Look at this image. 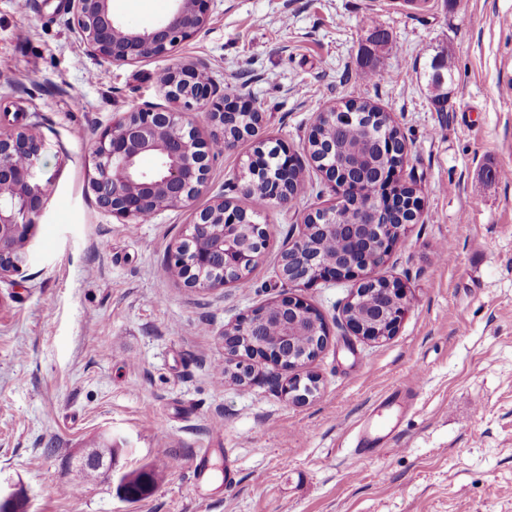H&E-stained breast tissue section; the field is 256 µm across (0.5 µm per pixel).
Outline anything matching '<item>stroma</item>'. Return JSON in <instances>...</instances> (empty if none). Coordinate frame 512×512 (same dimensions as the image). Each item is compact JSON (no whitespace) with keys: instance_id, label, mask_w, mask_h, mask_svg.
I'll use <instances>...</instances> for the list:
<instances>
[{"instance_id":"35a3bbf8","label":"stroma","mask_w":512,"mask_h":512,"mask_svg":"<svg viewBox=\"0 0 512 512\" xmlns=\"http://www.w3.org/2000/svg\"><path fill=\"white\" fill-rule=\"evenodd\" d=\"M371 24L388 43L366 81ZM439 55L453 64L443 106L427 86ZM190 63L261 116L216 156L196 204L255 215L267 245L244 283L206 293L166 272L190 209L122 224L89 185L93 140L122 113L168 107L159 76ZM358 96L399 129L395 178L421 209L368 272L406 290L380 341L345 329L356 281L279 276L304 215L339 199L303 144L319 112ZM0 124L41 136L49 182L31 261L0 280V491L20 492L23 512H512V0H211L195 37L124 64L87 53L70 0H0ZM261 141L298 160L287 204L242 188ZM283 295L330 334L302 404L262 360L248 384L225 373V326ZM414 373L412 404L392 400ZM383 399L400 439L356 457ZM106 435L127 450L120 469L155 472L147 497L78 468Z\"/></svg>"}]
</instances>
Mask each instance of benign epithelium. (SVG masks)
Wrapping results in <instances>:
<instances>
[{"label":"benign epithelium","instance_id":"7a95c632","mask_svg":"<svg viewBox=\"0 0 512 512\" xmlns=\"http://www.w3.org/2000/svg\"><path fill=\"white\" fill-rule=\"evenodd\" d=\"M209 3L172 0L164 17L149 26L133 27L114 13L112 0H73L87 52L118 63L167 55L206 26ZM160 84L177 108L156 110L147 106L126 112L112 120V125L92 143L91 189L100 206L123 224L151 221L163 210L192 206L206 186L215 145L231 147L238 140L256 135L257 124L240 119L241 114L254 109L216 97V90L198 67L172 68ZM198 112L205 113L207 121L219 129L207 140L198 130ZM355 117L356 113L346 107L333 106L318 114L314 127L350 123ZM304 151L334 183L340 202L364 194L359 184L348 179L346 169L329 161V145L322 144V139H317L315 146L305 143ZM41 152L37 133L0 129V279L19 271L29 259L26 244L46 197V186L38 177ZM147 155L156 159L149 171L141 166ZM299 174L290 156L282 159L276 148L259 146L254 158L245 164L244 190L260 194L272 204H282L291 198L294 176ZM381 177L392 182L393 191L385 196L370 194L366 204L368 223L343 226L350 243L375 233L378 255L388 253L420 214L417 198L402 194L403 185L394 180V172L386 170ZM397 208L407 210L409 219L391 224L390 214ZM335 211L333 205L306 215L299 237L282 253L280 278L294 284L359 281L343 306L346 327L362 339H387L394 335L404 314V288L386 279L368 278L372 265L366 257L343 268L322 257L315 240L321 233L336 231V225L327 223ZM266 241V232L254 217L221 199L194 212L191 224L170 254L169 264L179 270L178 280L185 287L208 292L250 271ZM299 333L315 337L317 353L328 344L329 333L322 316L304 301L284 296L224 328V348L231 356L259 357L287 372L284 379L276 377L277 385L293 402L303 403L317 390L318 378L312 375L305 379L297 373L305 357L292 361L291 343ZM81 465L95 466L110 479L115 462L95 455L90 448L83 453Z\"/></svg>","mask_w":512,"mask_h":512}]
</instances>
